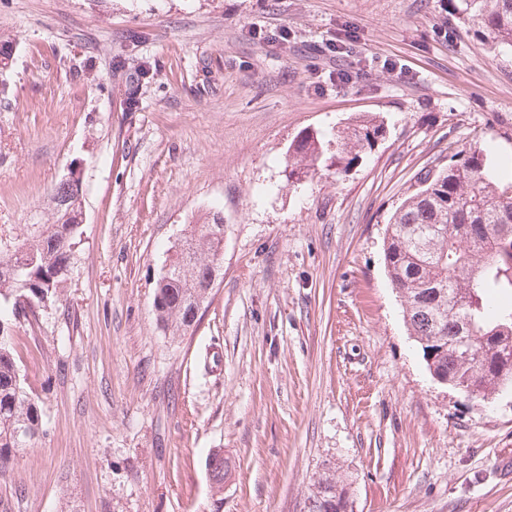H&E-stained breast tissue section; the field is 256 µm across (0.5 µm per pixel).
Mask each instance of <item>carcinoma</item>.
Listing matches in <instances>:
<instances>
[{
    "instance_id": "carcinoma-1",
    "label": "carcinoma",
    "mask_w": 512,
    "mask_h": 512,
    "mask_svg": "<svg viewBox=\"0 0 512 512\" xmlns=\"http://www.w3.org/2000/svg\"><path fill=\"white\" fill-rule=\"evenodd\" d=\"M455 12L512 48V0H456ZM384 134L383 123L363 115L326 135L306 134L291 146L290 175L327 174L351 168ZM80 187L52 224H25L0 236V313L18 299L51 300L64 288L73 264ZM217 215L193 224L188 254L169 256L168 276L155 283L153 310L173 336L193 322L206 295V273L223 258ZM384 261L400 295L405 323L427 366L460 386L474 387L481 402L512 386V159L474 149L426 174L422 186L389 219ZM466 326L476 343L470 354L448 359V340ZM43 426L42 411L27 390L12 347L0 340V471L30 447ZM344 488L322 476L304 512H347Z\"/></svg>"
}]
</instances>
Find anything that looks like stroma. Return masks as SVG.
<instances>
[{"label":"stroma","mask_w":512,"mask_h":512,"mask_svg":"<svg viewBox=\"0 0 512 512\" xmlns=\"http://www.w3.org/2000/svg\"><path fill=\"white\" fill-rule=\"evenodd\" d=\"M453 4L0 0V228L52 223L74 167L83 219L61 298L12 321L44 432L0 512H303L328 468L353 512H512V392L433 382L384 264L421 173L512 157V49ZM364 113L358 163L290 177L293 141ZM208 211L224 276L175 338L155 283Z\"/></svg>","instance_id":"obj_1"}]
</instances>
